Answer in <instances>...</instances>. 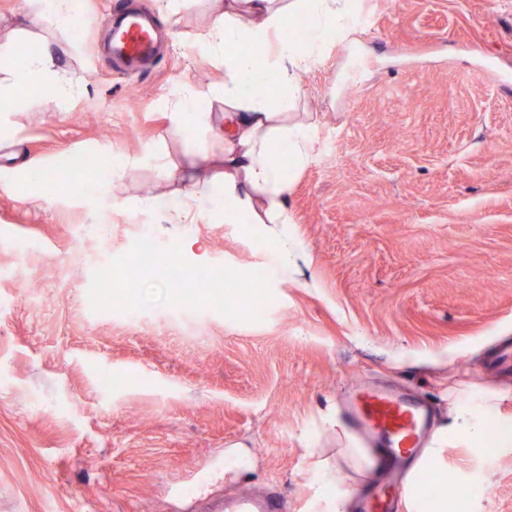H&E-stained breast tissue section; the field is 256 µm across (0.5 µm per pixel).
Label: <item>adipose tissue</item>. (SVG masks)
<instances>
[{"label":"adipose tissue","instance_id":"ef3b65f1","mask_svg":"<svg viewBox=\"0 0 512 512\" xmlns=\"http://www.w3.org/2000/svg\"><path fill=\"white\" fill-rule=\"evenodd\" d=\"M355 0H230L222 22L206 34V43L224 65L219 95L224 110L206 111V98L194 87L180 92L170 118L176 128L199 123L216 127L215 140L192 154L186 165L190 179L184 199L176 209L180 224L195 223L213 195V183L203 178L205 169L224 167L221 182L224 221L228 224H284L291 175L304 167L312 150L310 124L289 118L304 93L302 76L310 68L315 49L330 31L345 29ZM304 17L306 36L296 40L284 28V14ZM230 43L245 44V51L229 54ZM16 86L40 80L63 98L73 96L67 82L56 78L51 55L22 56L17 50L0 54ZM277 80L274 94L256 90L265 74Z\"/></svg>","mask_w":512,"mask_h":512}]
</instances>
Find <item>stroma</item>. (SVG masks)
Instances as JSON below:
<instances>
[{
  "label": "stroma",
  "mask_w": 512,
  "mask_h": 512,
  "mask_svg": "<svg viewBox=\"0 0 512 512\" xmlns=\"http://www.w3.org/2000/svg\"><path fill=\"white\" fill-rule=\"evenodd\" d=\"M75 29L47 0H0V44L49 48L70 102L11 93L0 112V512H175L191 500L285 495L320 512L313 459L341 470L363 512L388 477L361 464L344 431L346 392L366 381L429 401L439 449L466 512H512V444L485 465L483 437L449 408L512 426V0H358L368 27L319 44L298 115L309 163L284 224L169 223L185 138L168 103L224 73L202 35L224 0H80ZM147 5L162 31L149 71L111 70L112 11ZM335 131V156L322 155ZM112 154L84 190H38L20 168ZM158 200L153 209L144 199ZM161 244L127 272L138 225ZM302 245L287 275L282 240ZM107 253L126 310L102 308L93 260ZM262 268V321L228 309L222 280L172 300L168 268ZM109 376L124 387L111 391Z\"/></svg>",
  "instance_id": "stroma-1"
}]
</instances>
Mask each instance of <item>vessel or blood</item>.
I'll use <instances>...</instances> for the list:
<instances>
[{
	"mask_svg": "<svg viewBox=\"0 0 512 512\" xmlns=\"http://www.w3.org/2000/svg\"><path fill=\"white\" fill-rule=\"evenodd\" d=\"M112 60L130 69L148 65L155 57L159 36L149 11L128 12L112 17L110 23ZM352 434L369 446L381 449L391 479L387 491H370L369 512H395L406 487L402 482L408 468L416 467L428 441L433 423L428 406L410 395L377 385L354 391L343 406ZM195 512H290L286 497L269 492L243 493L231 498H211L194 506Z\"/></svg>",
	"mask_w": 512,
	"mask_h": 512,
	"instance_id": "b4317fda",
	"label": "vessel or blood"
}]
</instances>
